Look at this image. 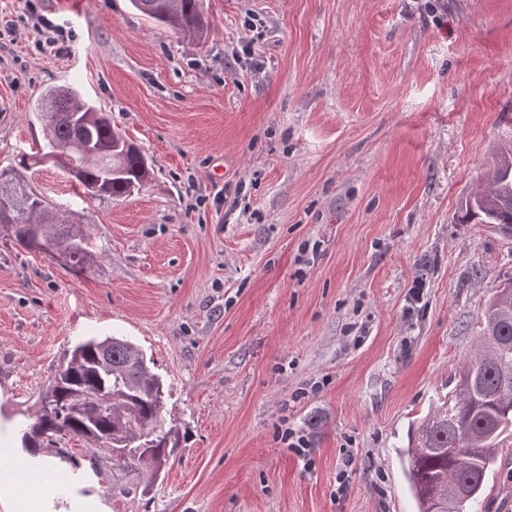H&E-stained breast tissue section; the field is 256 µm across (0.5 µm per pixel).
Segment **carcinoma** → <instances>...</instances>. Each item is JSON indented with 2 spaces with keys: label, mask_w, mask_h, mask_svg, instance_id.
<instances>
[{
  "label": "carcinoma",
  "mask_w": 512,
  "mask_h": 512,
  "mask_svg": "<svg viewBox=\"0 0 512 512\" xmlns=\"http://www.w3.org/2000/svg\"><path fill=\"white\" fill-rule=\"evenodd\" d=\"M131 6L167 31L199 40L208 28L203 0H130ZM43 143L23 153L17 165L0 169V224L28 249L56 240L69 252L65 266L82 271L94 257L82 221L61 214L41 193L28 188V171L53 153L76 162L71 178L90 196L120 197L147 182L150 169L142 150L112 126L77 90L60 85L37 101ZM460 221L485 224L512 238V146L504 147L485 171L480 188L462 200ZM53 228L39 239L37 227ZM51 411H37L26 425V448L55 439L94 441L88 462L95 465L103 449L122 452L146 472V495L161 471L156 462L170 460L180 447L176 428H163L164 382L131 341L96 337L80 341L49 381ZM512 427V281L496 291L483 314L475 352L455 375L454 391L407 433L404 471L418 512H431L432 500L464 489L454 512H476L485 499V481L498 464L500 437Z\"/></svg>",
  "instance_id": "obj_1"
}]
</instances>
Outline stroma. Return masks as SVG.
<instances>
[{"mask_svg":"<svg viewBox=\"0 0 512 512\" xmlns=\"http://www.w3.org/2000/svg\"><path fill=\"white\" fill-rule=\"evenodd\" d=\"M204 7L197 42L128 0H0V168L34 149L35 100L63 84L151 167L96 198L36 167L35 189L99 248L84 272L0 225V453L65 485L0 477V512H415L408 428L452 390L512 279V240L458 221L512 145V0ZM88 336L131 340L165 382L184 439L150 493L139 465L89 467L81 442L22 446ZM498 458L485 512L512 496V434Z\"/></svg>","mask_w":512,"mask_h":512,"instance_id":"stroma-1","label":"stroma"}]
</instances>
